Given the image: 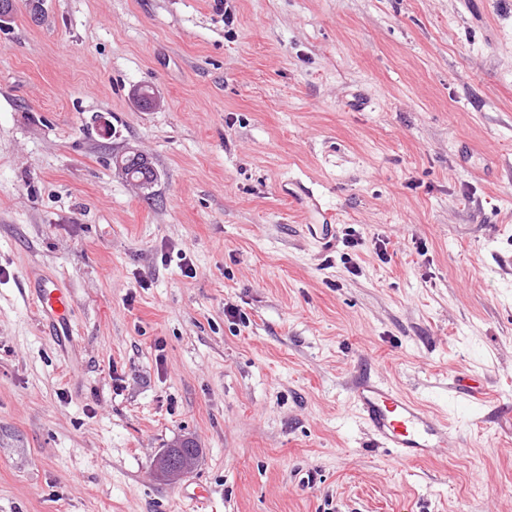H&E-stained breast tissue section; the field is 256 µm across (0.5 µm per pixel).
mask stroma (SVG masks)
Returning <instances> with one entry per match:
<instances>
[{
  "label": "stroma",
  "mask_w": 512,
  "mask_h": 512,
  "mask_svg": "<svg viewBox=\"0 0 512 512\" xmlns=\"http://www.w3.org/2000/svg\"><path fill=\"white\" fill-rule=\"evenodd\" d=\"M42 3L0 28V512H512V0ZM364 374L453 447L374 446ZM116 164L142 195L149 196L153 193L156 173L147 156L136 149H128L124 155L116 159ZM32 300L49 327L53 340L61 345L69 342L73 335L70 324L72 305L66 288L54 280H41ZM450 381V389L458 397H463L469 402L479 403L482 402L484 392L472 384L474 382L471 375L463 369H457L448 375ZM185 447L181 442L174 445L173 448H167L165 453L168 455H173L179 451V448ZM158 464H160L169 474L167 477L172 480L173 483H176L181 478H183L185 473H187L193 466V460L189 456L186 451H182L180 455H173L167 457L164 461L158 458Z\"/></svg>",
  "instance_id": "35a3bbf8"
}]
</instances>
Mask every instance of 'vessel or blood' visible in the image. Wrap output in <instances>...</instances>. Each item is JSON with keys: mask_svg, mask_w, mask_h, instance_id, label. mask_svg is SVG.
Returning a JSON list of instances; mask_svg holds the SVG:
<instances>
[{"mask_svg": "<svg viewBox=\"0 0 512 512\" xmlns=\"http://www.w3.org/2000/svg\"><path fill=\"white\" fill-rule=\"evenodd\" d=\"M36 310L45 320L54 341L69 342L71 299L68 291L54 280L41 281L32 294ZM456 396L482 402L484 393L466 371L457 369L448 376ZM353 401L377 443L390 449L401 463L430 458L449 439V427L418 401L393 387L368 378H359L353 387Z\"/></svg>", "mask_w": 512, "mask_h": 512, "instance_id": "vessel-or-blood-1", "label": "vessel or blood"}]
</instances>
